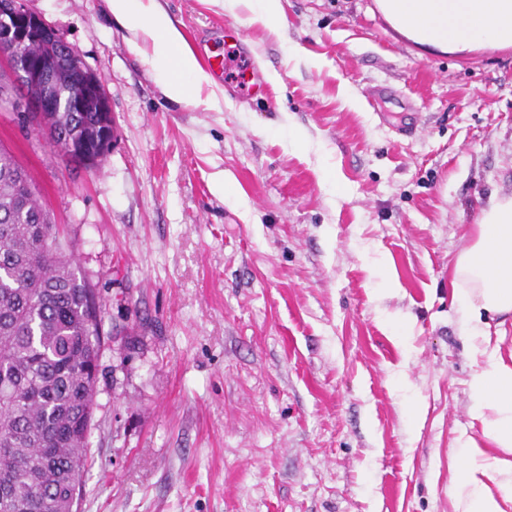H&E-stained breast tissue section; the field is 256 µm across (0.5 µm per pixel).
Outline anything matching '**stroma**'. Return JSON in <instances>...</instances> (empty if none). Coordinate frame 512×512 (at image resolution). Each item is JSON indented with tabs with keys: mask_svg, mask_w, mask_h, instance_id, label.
<instances>
[{
	"mask_svg": "<svg viewBox=\"0 0 512 512\" xmlns=\"http://www.w3.org/2000/svg\"><path fill=\"white\" fill-rule=\"evenodd\" d=\"M160 2L189 48L277 73L266 97L219 78L222 110L172 101L104 0H24L101 78L116 137L88 166L0 109L109 334L79 512H451L478 365L450 271L512 196V45L428 49L377 0H280L277 31Z\"/></svg>",
	"mask_w": 512,
	"mask_h": 512,
	"instance_id": "1",
	"label": "stroma"
}]
</instances>
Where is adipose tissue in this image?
I'll return each mask as SVG.
<instances>
[{"mask_svg": "<svg viewBox=\"0 0 512 512\" xmlns=\"http://www.w3.org/2000/svg\"><path fill=\"white\" fill-rule=\"evenodd\" d=\"M110 13L135 37L149 41L147 63L175 101L211 85L178 25L158 0H106ZM394 27L415 43L448 52L512 45V0H379ZM461 334L485 366L469 381V415L480 435L461 431L455 463L453 512H512V351L504 352L497 316L512 313V196H491L452 271Z\"/></svg>", "mask_w": 512, "mask_h": 512, "instance_id": "obj_1", "label": "adipose tissue"}]
</instances>
